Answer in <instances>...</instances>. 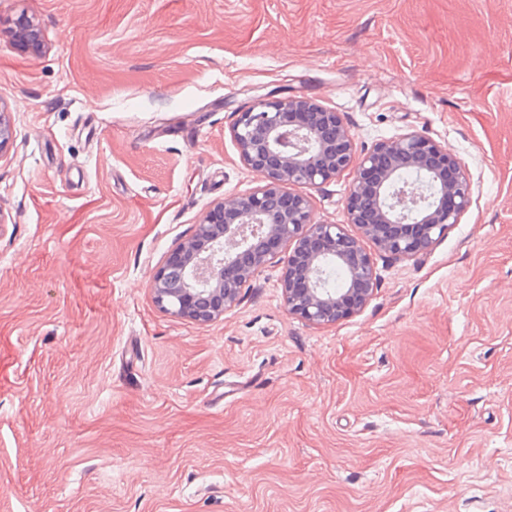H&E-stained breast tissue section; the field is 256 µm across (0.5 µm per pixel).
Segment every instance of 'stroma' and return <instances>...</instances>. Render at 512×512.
<instances>
[{"label":"stroma","mask_w":512,"mask_h":512,"mask_svg":"<svg viewBox=\"0 0 512 512\" xmlns=\"http://www.w3.org/2000/svg\"><path fill=\"white\" fill-rule=\"evenodd\" d=\"M271 91L448 146L471 204L336 323L278 257L175 318L152 276L262 185L231 128ZM0 105V512H512V0H0ZM351 180L308 194L354 235ZM15 45L22 49H39L42 44L41 33L32 19L22 15L15 22Z\"/></svg>","instance_id":"stroma-1"}]
</instances>
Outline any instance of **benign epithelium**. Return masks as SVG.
Returning a JSON list of instances; mask_svg holds the SVG:
<instances>
[{"instance_id":"1","label":"benign epithelium","mask_w":512,"mask_h":512,"mask_svg":"<svg viewBox=\"0 0 512 512\" xmlns=\"http://www.w3.org/2000/svg\"><path fill=\"white\" fill-rule=\"evenodd\" d=\"M14 42L40 48L37 24L25 15L17 19ZM231 137L243 165L260 173L264 185L206 211L150 283L160 309L198 324L224 316L281 247L288 248L280 282L288 313L313 325L334 324L360 312L378 286L362 240L395 259L420 256L471 201L469 175L448 147L414 131L357 158L340 113L308 97L267 94L239 113ZM407 168L423 173L424 182L401 180ZM347 170L353 171L347 223L359 228L358 236L315 221L311 198L292 190L319 188ZM328 261L345 269L344 287L320 286Z\"/></svg>"}]
</instances>
